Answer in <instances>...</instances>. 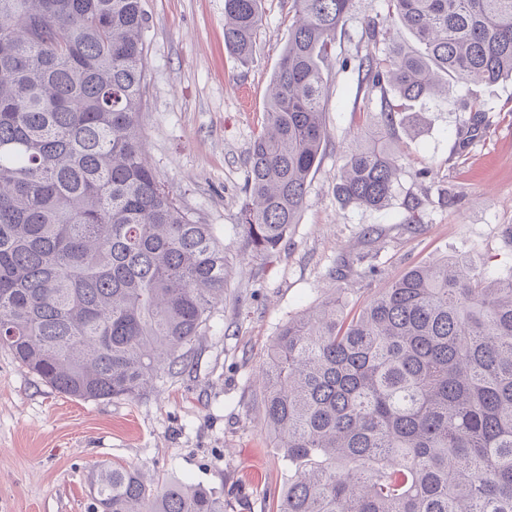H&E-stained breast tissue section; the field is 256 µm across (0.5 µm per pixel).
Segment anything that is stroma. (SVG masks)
Segmentation results:
<instances>
[{
    "label": "stroma",
    "mask_w": 512,
    "mask_h": 512,
    "mask_svg": "<svg viewBox=\"0 0 512 512\" xmlns=\"http://www.w3.org/2000/svg\"><path fill=\"white\" fill-rule=\"evenodd\" d=\"M143 8L147 158L193 219L223 241L224 301L195 346L192 369L163 376L139 399L67 397L0 347V512H90L89 471L112 461L159 482L214 489L224 512H274L292 471L265 428L256 374L283 326L333 285L354 308L442 257L512 274L511 79L459 82L448 98L413 104L420 125L396 129L403 162L388 204L342 203L334 187L345 152L379 112L381 92L340 63L383 56L390 39H411L389 18L386 0H355L324 68L328 136L306 204L279 250L259 254L237 227L245 160L265 122L293 2L262 0L246 63L224 44V0H143ZM372 20L373 40L365 34ZM474 105L489 128L462 147L458 131Z\"/></svg>",
    "instance_id": "35a3bbf8"
}]
</instances>
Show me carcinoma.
<instances>
[{
  "instance_id": "carcinoma-1",
  "label": "carcinoma",
  "mask_w": 512,
  "mask_h": 512,
  "mask_svg": "<svg viewBox=\"0 0 512 512\" xmlns=\"http://www.w3.org/2000/svg\"><path fill=\"white\" fill-rule=\"evenodd\" d=\"M262 0H224L252 54ZM418 48L358 60L391 88L346 155L345 203L381 208L401 170L399 112L455 83L512 78V0H388ZM238 228L279 249L327 129L322 66L353 0H294ZM142 0H0V346L69 397L138 398L184 371L224 300V243L147 161ZM465 140L484 126L471 108ZM267 432L295 466L277 512H512V274L461 258L409 269L358 312L343 289L288 321L259 375ZM102 512H224L189 481L103 463Z\"/></svg>"
}]
</instances>
